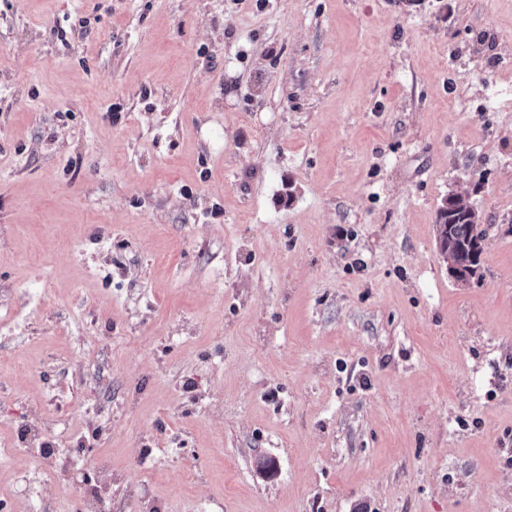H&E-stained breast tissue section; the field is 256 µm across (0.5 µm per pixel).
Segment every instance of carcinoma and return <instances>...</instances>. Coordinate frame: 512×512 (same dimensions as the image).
I'll return each instance as SVG.
<instances>
[{"label":"carcinoma","mask_w":512,"mask_h":512,"mask_svg":"<svg viewBox=\"0 0 512 512\" xmlns=\"http://www.w3.org/2000/svg\"><path fill=\"white\" fill-rule=\"evenodd\" d=\"M442 221V243L450 249L463 272L474 276L480 268L478 257L484 251L485 230L477 222L472 208L466 207L450 196L447 207L439 210Z\"/></svg>","instance_id":"obj_1"}]
</instances>
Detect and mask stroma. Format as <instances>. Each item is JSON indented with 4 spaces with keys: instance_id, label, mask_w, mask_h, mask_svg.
<instances>
[{
    "instance_id": "stroma-1",
    "label": "stroma",
    "mask_w": 512,
    "mask_h": 512,
    "mask_svg": "<svg viewBox=\"0 0 512 512\" xmlns=\"http://www.w3.org/2000/svg\"><path fill=\"white\" fill-rule=\"evenodd\" d=\"M1 441L0 512H512V0H0ZM447 209L444 206L439 210V221H442L443 247H449L453 257L447 249H442L448 263V275L457 282H467L463 272L472 277L480 268L478 257L484 251L485 230L481 222H477L476 215L470 206L466 207L448 195Z\"/></svg>"
}]
</instances>
